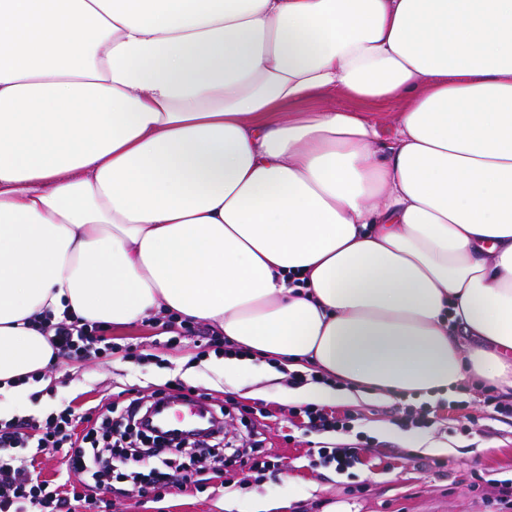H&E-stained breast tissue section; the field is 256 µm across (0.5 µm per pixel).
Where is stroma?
Listing matches in <instances>:
<instances>
[{
  "instance_id": "obj_1",
  "label": "stroma",
  "mask_w": 512,
  "mask_h": 512,
  "mask_svg": "<svg viewBox=\"0 0 512 512\" xmlns=\"http://www.w3.org/2000/svg\"><path fill=\"white\" fill-rule=\"evenodd\" d=\"M323 106L371 114L381 142L395 132L396 103L373 102L346 96H322L297 104L300 112ZM112 343L127 355L74 360L59 358L46 371L47 383L35 386L23 399L0 395L5 416L36 419L69 408L74 417L107 396H147L177 378L195 388L202 403L231 399L259 408V415L231 414L224 428L232 435L261 432L264 455L271 467L260 474L233 466L238 487L232 495L242 505L258 497L283 500V512H498L493 502L500 481L512 478V421L492 419L483 405L484 385L467 384L446 405L430 410L431 423L417 428L400 421L408 399L365 393L352 400L325 403L326 411L353 418L352 434L314 432L289 413L279 397L287 379L260 370L228 381L218 354L201 357L197 347L212 330L202 324L176 325L145 318L110 330ZM359 445V463L344 474L314 467L309 455L322 446L342 442ZM483 474L479 490H470L473 473ZM294 484L284 481L285 475ZM359 493H350V486ZM112 512H225L224 496L193 486L169 488L162 501L128 488L113 494Z\"/></svg>"
}]
</instances>
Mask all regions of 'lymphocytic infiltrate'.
<instances>
[{"label": "lymphocytic infiltrate", "instance_id": "1", "mask_svg": "<svg viewBox=\"0 0 512 512\" xmlns=\"http://www.w3.org/2000/svg\"><path fill=\"white\" fill-rule=\"evenodd\" d=\"M49 342L57 356L81 359L89 354L110 352L112 343L100 326L71 318L48 323ZM180 379L169 380L163 389L154 391L150 401L131 399L127 406L108 403L97 422L91 423L83 435H76L67 415L48 416L35 420L24 416L0 422V512H74L75 504L87 502V494L75 490L60 495L49 484L40 482L34 465H13L7 453L14 448L36 442L41 448L65 450L72 473L91 474L97 490H111L116 479L139 481L144 489L161 493L180 483H198L199 468L183 464L189 452L207 454L213 461V476L219 489H227L232 481L224 475V458L248 460L260 453V442L254 435L226 439L222 422L229 414L228 406H214L212 414L216 429L199 437L177 438L157 432L148 424V417L157 403L189 394ZM151 460L148 472L136 466Z\"/></svg>", "mask_w": 512, "mask_h": 512}]
</instances>
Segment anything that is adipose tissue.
Returning a JSON list of instances; mask_svg holds the SVG:
<instances>
[{
    "mask_svg": "<svg viewBox=\"0 0 512 512\" xmlns=\"http://www.w3.org/2000/svg\"><path fill=\"white\" fill-rule=\"evenodd\" d=\"M396 102L379 147L364 112ZM318 383L512 396V0H0V383L45 313ZM323 106H333L337 109L368 112L371 114L378 126L380 134V143H388L395 132V112L398 108L394 102H373L366 100L354 99L346 96H320L317 99L297 104L294 106H287L282 112L284 117H288V112H310Z\"/></svg>",
    "mask_w": 512,
    "mask_h": 512,
    "instance_id": "ef3b65f1",
    "label": "adipose tissue"
}]
</instances>
